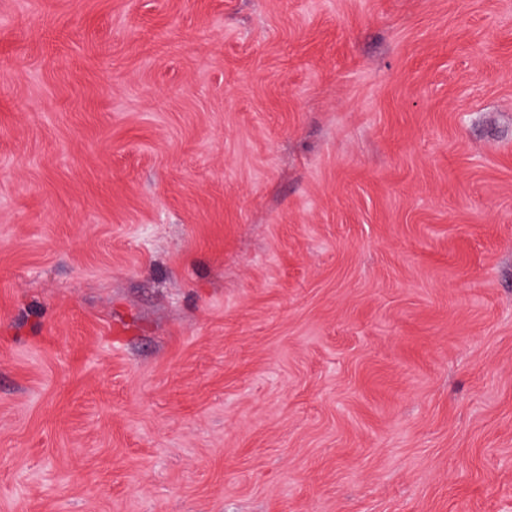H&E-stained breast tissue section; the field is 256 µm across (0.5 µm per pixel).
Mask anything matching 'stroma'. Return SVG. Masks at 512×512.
Returning a JSON list of instances; mask_svg holds the SVG:
<instances>
[{"mask_svg": "<svg viewBox=\"0 0 512 512\" xmlns=\"http://www.w3.org/2000/svg\"><path fill=\"white\" fill-rule=\"evenodd\" d=\"M0 512H512V0H0Z\"/></svg>", "mask_w": 512, "mask_h": 512, "instance_id": "35a3bbf8", "label": "stroma"}]
</instances>
